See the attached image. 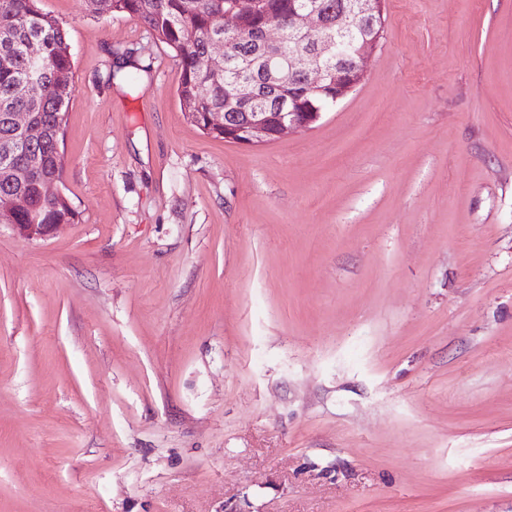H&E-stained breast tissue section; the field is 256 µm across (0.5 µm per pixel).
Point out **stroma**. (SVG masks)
Instances as JSON below:
<instances>
[{
  "mask_svg": "<svg viewBox=\"0 0 512 512\" xmlns=\"http://www.w3.org/2000/svg\"><path fill=\"white\" fill-rule=\"evenodd\" d=\"M41 7L79 218L0 224V512H512V0H385L362 83L252 147L137 19Z\"/></svg>",
  "mask_w": 512,
  "mask_h": 512,
  "instance_id": "stroma-1",
  "label": "stroma"
}]
</instances>
